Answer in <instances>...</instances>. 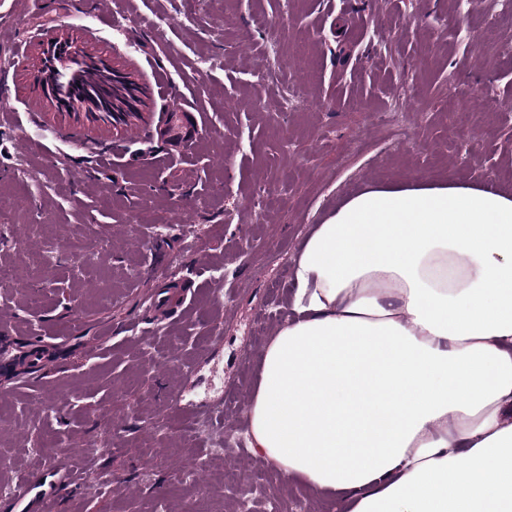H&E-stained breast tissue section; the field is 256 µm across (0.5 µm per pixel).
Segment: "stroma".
<instances>
[{
	"mask_svg": "<svg viewBox=\"0 0 512 512\" xmlns=\"http://www.w3.org/2000/svg\"><path fill=\"white\" fill-rule=\"evenodd\" d=\"M488 0H0V512L17 481L104 438L87 492L54 512H230L222 480L341 503L255 454L216 457L175 423L204 406L247 441L260 354L288 314L311 225L373 183L412 178L512 194V28ZM168 25H160V18ZM108 58L142 120L78 123L37 81L42 40ZM303 103L285 108L290 87ZM410 108L397 136L382 116ZM110 146L109 159L90 152ZM156 312L146 317V293ZM223 339H211L212 329ZM178 389L179 404L169 393ZM194 477L175 482L185 461ZM112 489L95 493L101 474Z\"/></svg>",
	"mask_w": 512,
	"mask_h": 512,
	"instance_id": "obj_1",
	"label": "stroma"
}]
</instances>
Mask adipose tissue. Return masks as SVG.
Wrapping results in <instances>:
<instances>
[{
  "mask_svg": "<svg viewBox=\"0 0 512 512\" xmlns=\"http://www.w3.org/2000/svg\"><path fill=\"white\" fill-rule=\"evenodd\" d=\"M248 443L343 512H512V195L412 180L302 240Z\"/></svg>",
  "mask_w": 512,
  "mask_h": 512,
  "instance_id": "obj_1",
  "label": "adipose tissue"
}]
</instances>
